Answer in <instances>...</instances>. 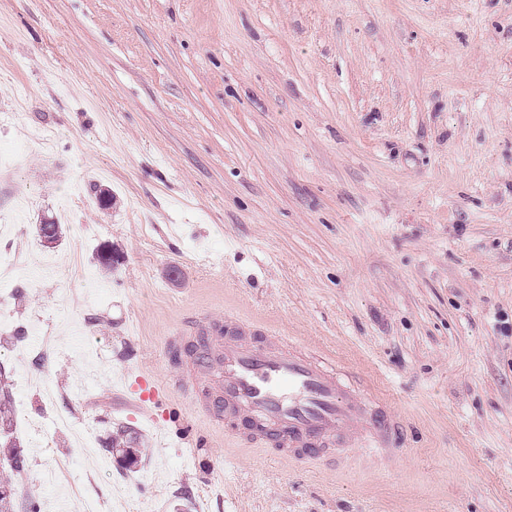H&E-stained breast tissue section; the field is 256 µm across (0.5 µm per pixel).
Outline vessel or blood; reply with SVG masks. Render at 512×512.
Listing matches in <instances>:
<instances>
[{
	"label": "vessel or blood",
	"instance_id": "b4317fda",
	"mask_svg": "<svg viewBox=\"0 0 512 512\" xmlns=\"http://www.w3.org/2000/svg\"><path fill=\"white\" fill-rule=\"evenodd\" d=\"M171 330L173 350H185L177 379L213 422L229 423L239 437L271 449L275 458H317L336 436L350 445L393 453L399 423L384 399L349 390L335 365L279 336L248 337L242 321L200 316ZM138 402L164 424L167 391L151 376L140 379Z\"/></svg>",
	"mask_w": 512,
	"mask_h": 512
}]
</instances>
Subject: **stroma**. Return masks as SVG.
<instances>
[{"label":"stroma","instance_id":"1","mask_svg":"<svg viewBox=\"0 0 512 512\" xmlns=\"http://www.w3.org/2000/svg\"><path fill=\"white\" fill-rule=\"evenodd\" d=\"M2 156L16 500L512 512V0H0ZM205 312L387 396L399 453L192 447L165 339ZM145 375L140 379L138 402L150 409L151 418L158 424L160 430L165 431L164 422L167 421V418L165 411H161V409L167 400V391L163 385L156 383L151 378L150 373L146 372Z\"/></svg>","mask_w":512,"mask_h":512}]
</instances>
